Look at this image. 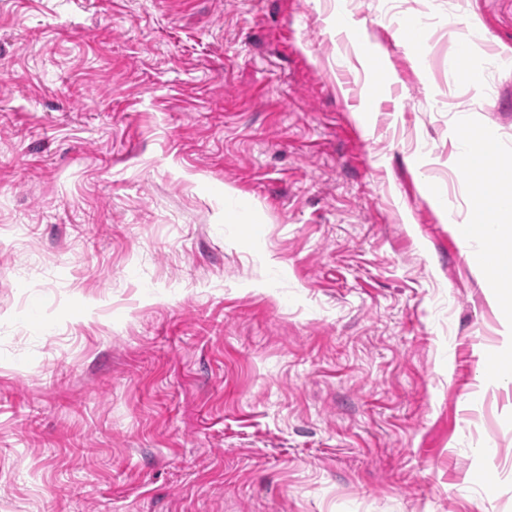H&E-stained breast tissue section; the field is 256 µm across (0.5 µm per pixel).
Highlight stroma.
I'll return each instance as SVG.
<instances>
[{"mask_svg": "<svg viewBox=\"0 0 512 512\" xmlns=\"http://www.w3.org/2000/svg\"><path fill=\"white\" fill-rule=\"evenodd\" d=\"M464 39L512 0H0V512H512Z\"/></svg>", "mask_w": 512, "mask_h": 512, "instance_id": "35a3bbf8", "label": "stroma"}]
</instances>
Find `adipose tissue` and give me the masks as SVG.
I'll return each instance as SVG.
<instances>
[{
	"label": "adipose tissue",
	"mask_w": 512,
	"mask_h": 512,
	"mask_svg": "<svg viewBox=\"0 0 512 512\" xmlns=\"http://www.w3.org/2000/svg\"><path fill=\"white\" fill-rule=\"evenodd\" d=\"M490 153L488 139L476 136L469 120H461L453 162L466 172L474 187L468 201L472 221L463 225L460 234L463 253L483 267V288L512 314V295L504 293L505 288H512V256L502 255L496 249L504 220L512 217V191H486V184L507 177L506 172L491 162Z\"/></svg>",
	"instance_id": "1"
}]
</instances>
